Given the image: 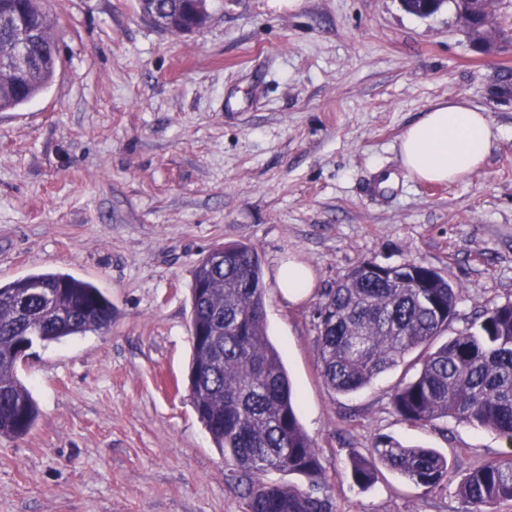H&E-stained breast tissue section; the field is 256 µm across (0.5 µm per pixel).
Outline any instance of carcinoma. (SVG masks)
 <instances>
[{
    "mask_svg": "<svg viewBox=\"0 0 512 512\" xmlns=\"http://www.w3.org/2000/svg\"><path fill=\"white\" fill-rule=\"evenodd\" d=\"M142 13L162 11L182 31L189 0H138ZM35 34L34 65H5L13 32L0 28V112L21 107L53 82L54 22L47 0H0ZM224 264L197 265L191 288L189 399L213 444L232 462L246 512H331L328 500L264 480L269 471L321 475L318 453L293 404L281 353L265 328V288L258 251L224 244ZM456 289L433 268L364 261L329 289L318 309L324 383L353 394L398 367L391 406L412 424L451 418L493 430L512 446V302L485 307L479 323L440 346L435 341L456 312ZM112 324V300L97 285L56 272L0 283V436L26 435L38 407L19 377L20 349L98 332ZM433 490L448 477V460L432 448L383 437L368 457L351 460L354 482L371 484L379 466ZM457 494L474 512L512 501V458L471 471Z\"/></svg>",
    "mask_w": 512,
    "mask_h": 512,
    "instance_id": "cac0c4a2",
    "label": "carcinoma"
}]
</instances>
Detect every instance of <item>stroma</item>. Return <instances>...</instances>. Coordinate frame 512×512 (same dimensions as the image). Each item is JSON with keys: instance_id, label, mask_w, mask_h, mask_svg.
Here are the masks:
<instances>
[{"instance_id": "obj_1", "label": "stroma", "mask_w": 512, "mask_h": 512, "mask_svg": "<svg viewBox=\"0 0 512 512\" xmlns=\"http://www.w3.org/2000/svg\"><path fill=\"white\" fill-rule=\"evenodd\" d=\"M50 6L55 81L0 112V282L91 281L112 325L34 343L21 363L39 415L24 438L0 437V512H244L187 390L193 273L220 243L259 253L267 335L318 452V485L275 481L333 512H470L457 485L512 446L402 420L397 370L354 395L328 389L317 307L367 260H420L457 288L446 340L512 301V104L492 94L512 47L477 51L451 2L420 18L398 0H210L192 34L144 20L136 0ZM450 99L499 128L487 160L454 183L406 177L403 133ZM287 257L315 276L294 303L274 278ZM382 436L443 454L447 480L429 492L384 467L357 485L351 457Z\"/></svg>"}]
</instances>
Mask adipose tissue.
<instances>
[{
  "mask_svg": "<svg viewBox=\"0 0 512 512\" xmlns=\"http://www.w3.org/2000/svg\"><path fill=\"white\" fill-rule=\"evenodd\" d=\"M498 134L486 113L467 102L440 103L403 134L401 164L407 177L454 182L485 162Z\"/></svg>",
  "mask_w": 512,
  "mask_h": 512,
  "instance_id": "adipose-tissue-1",
  "label": "adipose tissue"
}]
</instances>
